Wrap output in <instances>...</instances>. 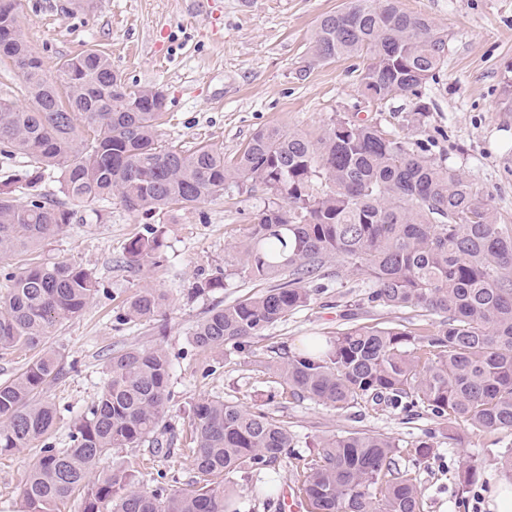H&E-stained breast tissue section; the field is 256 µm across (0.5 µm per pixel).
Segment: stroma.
<instances>
[{
  "mask_svg": "<svg viewBox=\"0 0 512 512\" xmlns=\"http://www.w3.org/2000/svg\"><path fill=\"white\" fill-rule=\"evenodd\" d=\"M347 0H96L93 14L73 12L70 0H19V18L33 54L47 69L64 57L100 50L131 84L164 91L167 110L159 132L183 149L211 146L233 157L253 134L278 125L318 133L347 117L406 137L473 183L512 225V108L502 104L505 76L512 71V0H399L400 8L430 20L448 37L447 63L424 88L429 110L417 126L406 117L411 99L366 97L360 86L361 59L314 61L308 51L312 32ZM262 188L228 192L223 198L155 216L150 222L128 212L119 198L105 202L102 219H76L40 248V256L91 270L100 292L77 317L50 334L64 376L45 385L42 396L58 413L50 441L62 448L72 420L101 392L112 354L132 347L161 345L173 365L170 414L182 419L203 396L221 397L244 409H263L287 421L308 456L310 442L342 430L381 433L405 441L433 436L435 454L418 468L424 512H490L492 481L506 479L490 438L471 429L439 428L436 419L409 416L385 407L362 406L353 418L309 400L281 398L268 374L302 351L313 338H327L354 325H406L413 309L391 310L371 303L366 272L343 260L327 263L312 286L306 306L240 347L203 353L190 342L195 323L214 306L264 291L267 281L244 277L236 247L248 235L254 216L267 206ZM156 227L163 237L160 264H130L126 246ZM224 270L225 287L188 297L195 279ZM157 289L162 313L150 322L125 321L127 302L139 290ZM188 437L175 435L179 452L153 453L149 444L116 448L108 461L115 469L136 464L147 486L186 483L192 475ZM39 446L0 454V512H19L20 491ZM478 459L472 485L457 475ZM294 482L289 461L249 474L229 485L238 512H277L257 495L265 480Z\"/></svg>",
  "mask_w": 512,
  "mask_h": 512,
  "instance_id": "obj_1",
  "label": "stroma"
}]
</instances>
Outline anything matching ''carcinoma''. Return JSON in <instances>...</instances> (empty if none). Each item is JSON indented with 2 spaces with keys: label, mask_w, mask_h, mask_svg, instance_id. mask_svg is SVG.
I'll list each match as a JSON object with an SVG mask.
<instances>
[{
  "label": "carcinoma",
  "mask_w": 512,
  "mask_h": 512,
  "mask_svg": "<svg viewBox=\"0 0 512 512\" xmlns=\"http://www.w3.org/2000/svg\"><path fill=\"white\" fill-rule=\"evenodd\" d=\"M318 61L366 58L364 90L378 101L415 99L444 69L447 37L398 0H349L317 24L309 46ZM21 78V106L0 98V154L24 159L26 170L0 186V259L58 236L71 206L102 217L99 204L116 196L144 217L189 208L237 189L261 186L273 201L253 219L237 246L240 273L288 281L214 307L191 331L207 352L239 346L306 305L307 284L342 259L371 277L370 301L439 316L438 328L354 326L318 349L288 356L275 369L282 389L346 415L361 404L410 416L424 411L444 423L488 434L512 431V229L457 170L376 125L339 118L319 135L269 126L231 159L208 146L182 150L159 139L165 94L128 84L96 50L60 60L54 72L29 50L18 0H0V61ZM59 174L63 198L43 192L45 174ZM21 184L26 201L14 196ZM158 231L133 238L131 263L156 262ZM224 287L221 269L189 285L200 296ZM0 351L39 349L37 357L0 384V453L42 441L57 411L40 398L62 375L52 329L79 316L99 292L97 278L66 261L37 262L4 274ZM151 288L134 295L125 319L159 316ZM413 350H408V346ZM172 363L160 346L112 355L102 391L77 417L69 446H43L22 488L23 512H61L73 495L82 512H236L224 478L261 470L288 457V422L216 397L188 410L192 480L172 489L140 486L139 471L102 467L114 448L143 442L175 453L170 412ZM296 457V492L309 512H423L416 469L402 443L347 429Z\"/></svg>",
  "instance_id": "carcinoma-1"
}]
</instances>
